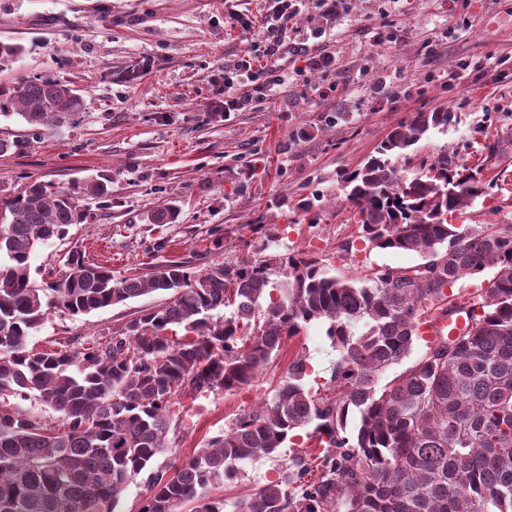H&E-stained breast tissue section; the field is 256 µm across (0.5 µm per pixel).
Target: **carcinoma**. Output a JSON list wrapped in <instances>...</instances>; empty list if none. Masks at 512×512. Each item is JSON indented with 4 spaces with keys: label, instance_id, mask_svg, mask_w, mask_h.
<instances>
[{
    "label": "carcinoma",
    "instance_id": "1",
    "mask_svg": "<svg viewBox=\"0 0 512 512\" xmlns=\"http://www.w3.org/2000/svg\"><path fill=\"white\" fill-rule=\"evenodd\" d=\"M24 52L0 41V69ZM83 96L61 81L0 83V116L28 129L74 127ZM459 122L452 109L414 112L366 162L339 175L359 237L423 262L336 275L304 252L200 270L165 260L117 277L73 251L65 272L32 268L37 248L84 224L82 201L109 196L105 175L62 187L34 179L0 187V512H117L128 484L171 449L181 399L251 382L282 343L328 323L339 357L336 397L307 388L297 356L271 398L239 415L185 463L149 476L138 512H512V224L448 222L484 199L485 161L470 165L419 143ZM172 207L147 212L171 224ZM285 280L268 291L270 271ZM492 269L464 300L454 288ZM152 292L169 301L75 346L36 350L29 338L56 312L84 315ZM228 307L231 316L220 315ZM465 311L466 326L425 329ZM425 351L385 384L418 343ZM60 415L57 424L45 413ZM305 432L319 452L288 456L248 497L210 494Z\"/></svg>",
    "mask_w": 512,
    "mask_h": 512
}]
</instances>
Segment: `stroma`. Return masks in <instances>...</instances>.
Here are the masks:
<instances>
[{
	"instance_id": "1",
	"label": "stroma",
	"mask_w": 512,
	"mask_h": 512,
	"mask_svg": "<svg viewBox=\"0 0 512 512\" xmlns=\"http://www.w3.org/2000/svg\"><path fill=\"white\" fill-rule=\"evenodd\" d=\"M268 9V0H0V40L25 47L0 81L52 78L84 97L80 125L58 132L34 136L18 118L1 117L0 137L27 144L0 155V181L112 179L109 197L85 201L87 223L40 246L33 266L62 268L77 250L120 277L168 259L200 269L289 249L352 278L377 265H415L418 255L357 240L337 175L358 168L411 113L442 107L462 122L422 142V153L445 145L475 164L489 137L501 153L491 196L458 223L512 224V0H348L340 13L306 0L295 19L300 39L263 61L270 81L250 88L245 110L225 111L224 73L264 46ZM237 13L255 29L235 27ZM322 54L334 57L332 67H314ZM333 112L343 120L328 123ZM314 196L312 225L296 206ZM164 204L179 209L176 223H147L146 212ZM349 241L351 254L342 250ZM167 299L154 292L87 315L56 312L29 344L84 340ZM299 354L306 385H328L338 353L317 322L249 385L184 400L175 449L153 469L185 462L271 397ZM288 454L284 447L242 463L238 483L217 495L242 496L277 479Z\"/></svg>"
}]
</instances>
